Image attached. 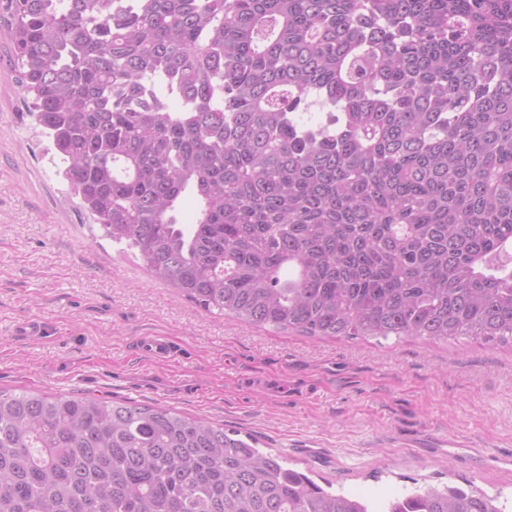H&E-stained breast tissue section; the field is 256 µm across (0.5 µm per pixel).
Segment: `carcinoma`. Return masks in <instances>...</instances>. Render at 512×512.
Instances as JSON below:
<instances>
[{"label": "carcinoma", "instance_id": "1", "mask_svg": "<svg viewBox=\"0 0 512 512\" xmlns=\"http://www.w3.org/2000/svg\"><path fill=\"white\" fill-rule=\"evenodd\" d=\"M2 17L63 178L156 281L301 336L512 343V0H0ZM507 509L428 485L386 512ZM0 512L371 510L203 418L0 390Z\"/></svg>", "mask_w": 512, "mask_h": 512}]
</instances>
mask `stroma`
Returning <instances> with one entry per match:
<instances>
[{"label":"stroma","mask_w":512,"mask_h":512,"mask_svg":"<svg viewBox=\"0 0 512 512\" xmlns=\"http://www.w3.org/2000/svg\"><path fill=\"white\" fill-rule=\"evenodd\" d=\"M27 320L48 334L18 336ZM155 336L171 341L170 358L146 350ZM0 388L202 417L378 510L424 485L512 496V347L289 335L214 317L155 281L59 175L2 20ZM450 437L456 448H441Z\"/></svg>","instance_id":"stroma-1"}]
</instances>
